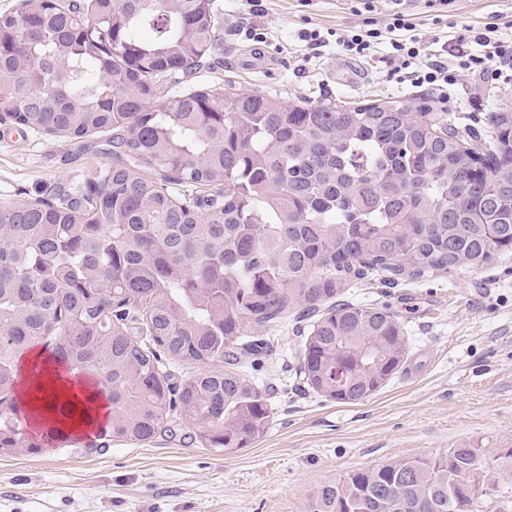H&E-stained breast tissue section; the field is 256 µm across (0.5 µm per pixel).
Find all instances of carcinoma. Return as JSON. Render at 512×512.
Segmentation results:
<instances>
[{
    "label": "carcinoma",
    "mask_w": 512,
    "mask_h": 512,
    "mask_svg": "<svg viewBox=\"0 0 512 512\" xmlns=\"http://www.w3.org/2000/svg\"><path fill=\"white\" fill-rule=\"evenodd\" d=\"M221 34L211 0H24L0 14V119L110 132L120 159L79 199L0 209V456L37 449L18 423L17 363L39 346L108 393L104 435L144 444L178 415L224 453L270 425L267 395L224 368L251 328L311 316L303 380L356 403L397 373L407 341L390 309L338 300L347 281L512 252L511 109L480 135L415 96L285 101L171 84ZM165 360L191 372L176 384ZM509 479L512 448L490 463L451 448L351 471L307 512H476Z\"/></svg>",
    "instance_id": "cac0c4a2"
}]
</instances>
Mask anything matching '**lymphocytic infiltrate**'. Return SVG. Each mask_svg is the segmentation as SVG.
I'll return each mask as SVG.
<instances>
[{"instance_id":"f902f5d3","label":"lymphocytic infiltrate","mask_w":512,"mask_h":512,"mask_svg":"<svg viewBox=\"0 0 512 512\" xmlns=\"http://www.w3.org/2000/svg\"><path fill=\"white\" fill-rule=\"evenodd\" d=\"M390 18L385 29L352 28L336 35V44L346 54L372 56L380 43H388L385 62L400 81L424 89L437 102L448 100V89L456 85L460 74L469 73L491 83L512 75V38L492 37L485 33L458 35L442 53L428 51L414 36V25L404 0H391ZM481 53H473L472 45Z\"/></svg>"}]
</instances>
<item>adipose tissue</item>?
Returning a JSON list of instances; mask_svg holds the SVG:
<instances>
[{"instance_id": "ef3b65f1", "label": "adipose tissue", "mask_w": 512, "mask_h": 512, "mask_svg": "<svg viewBox=\"0 0 512 512\" xmlns=\"http://www.w3.org/2000/svg\"><path fill=\"white\" fill-rule=\"evenodd\" d=\"M40 378H33L34 369ZM20 405L39 414L54 413L56 405H64L72 416L69 430L88 434L101 430L109 418L110 405L89 380L74 378L63 364L50 354L34 351L23 356L20 367Z\"/></svg>"}]
</instances>
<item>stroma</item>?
Wrapping results in <instances>:
<instances>
[{
	"label": "stroma",
	"mask_w": 512,
	"mask_h": 512,
	"mask_svg": "<svg viewBox=\"0 0 512 512\" xmlns=\"http://www.w3.org/2000/svg\"><path fill=\"white\" fill-rule=\"evenodd\" d=\"M214 0L223 37L195 75L201 86L281 98L362 102L415 94L379 57L355 59L335 44L307 49L304 31L361 25L349 0ZM417 31L432 40L496 23L512 36V0H452L434 25L423 0H408ZM265 33L257 43L248 27ZM512 107V81L494 86L469 74L452 86L447 111L484 129L488 112ZM92 138L51 137L0 120V208L74 196L78 185L115 164ZM343 299L386 306L409 345L400 371L374 395L338 404L298 374L305 321L252 328L267 347L239 355L238 367L269 394L274 416L250 447L216 453L192 443L180 419L145 444L90 437L70 448L0 457V512H305L322 485L347 472L398 459L480 449L492 460L512 448V254L480 269L389 282L370 275Z\"/></svg>",
	"instance_id": "stroma-1"
}]
</instances>
